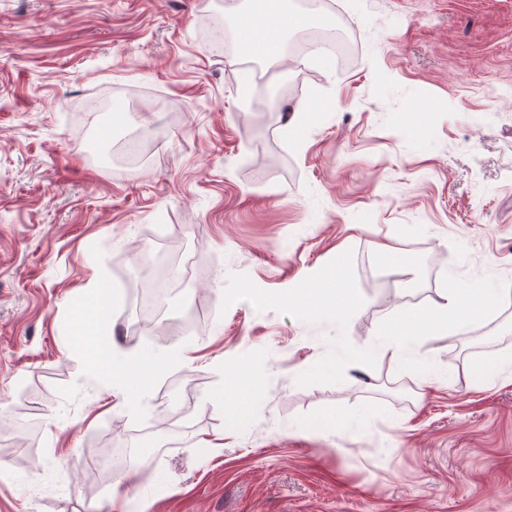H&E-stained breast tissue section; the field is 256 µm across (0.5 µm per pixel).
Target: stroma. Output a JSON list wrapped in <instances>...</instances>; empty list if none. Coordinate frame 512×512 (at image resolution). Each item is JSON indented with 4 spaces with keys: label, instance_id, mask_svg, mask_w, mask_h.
Instances as JSON below:
<instances>
[{
    "label": "stroma",
    "instance_id": "35a3bbf8",
    "mask_svg": "<svg viewBox=\"0 0 512 512\" xmlns=\"http://www.w3.org/2000/svg\"><path fill=\"white\" fill-rule=\"evenodd\" d=\"M252 5L0 0V512H512V377L475 376L512 357V293L422 339L433 375L380 351L311 387L333 325L221 306L230 273L281 292L349 250L365 349L445 275L512 283V0H328L351 48L296 58L289 27L261 138L242 56L201 36ZM139 129L134 170L84 154ZM163 248L182 275L141 330L129 280ZM83 323L157 357L139 400ZM125 438L155 446L108 473ZM77 335L79 336L78 344L89 359L100 360L104 358V355H102L95 344V336L98 335L97 327L93 324H82L78 329Z\"/></svg>",
    "mask_w": 512,
    "mask_h": 512
}]
</instances>
